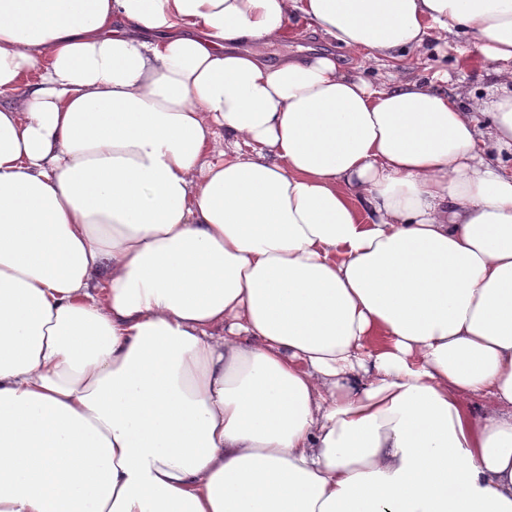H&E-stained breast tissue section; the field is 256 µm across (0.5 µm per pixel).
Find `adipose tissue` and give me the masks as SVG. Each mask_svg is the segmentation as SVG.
<instances>
[{"mask_svg":"<svg viewBox=\"0 0 512 512\" xmlns=\"http://www.w3.org/2000/svg\"><path fill=\"white\" fill-rule=\"evenodd\" d=\"M495 150L512 0H0V512H512ZM294 31V36L288 40L274 44L267 49V56L271 62H276L283 56L299 54L305 48H313L333 52L336 56L340 51L335 49V45L324 40L318 33H313L312 29L301 23ZM338 59L348 68L363 65L354 72L374 84L388 83L391 75L397 73L403 78L448 92L460 87L477 97L496 93L495 81L490 76L493 65L479 53L475 41L470 38L448 36V44L434 39L429 55L419 58L408 56L397 68H393L390 62L363 64L359 56ZM461 59L468 60L467 65L460 64ZM444 72H448V82L441 81Z\"/></svg>","mask_w":512,"mask_h":512,"instance_id":"1","label":"adipose tissue"}]
</instances>
